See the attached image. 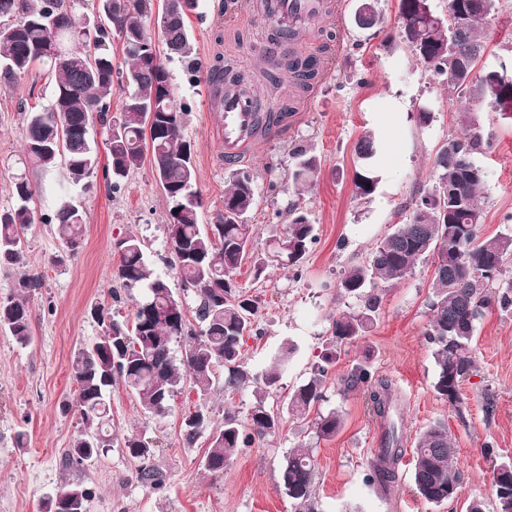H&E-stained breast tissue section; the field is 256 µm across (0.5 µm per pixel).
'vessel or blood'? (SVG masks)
<instances>
[{
	"mask_svg": "<svg viewBox=\"0 0 512 512\" xmlns=\"http://www.w3.org/2000/svg\"><path fill=\"white\" fill-rule=\"evenodd\" d=\"M333 0H277L272 18L275 26L293 32H307L316 21L327 14H339ZM207 95H219L221 110L222 153L225 161L237 162L244 158L263 134H277L282 127L271 124L268 131L258 129L255 103L248 92H218L216 85H208Z\"/></svg>",
	"mask_w": 512,
	"mask_h": 512,
	"instance_id": "b4317fda",
	"label": "vessel or blood"
}]
</instances>
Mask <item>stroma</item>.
I'll list each match as a JSON object with an SVG mask.
<instances>
[{"mask_svg": "<svg viewBox=\"0 0 512 512\" xmlns=\"http://www.w3.org/2000/svg\"><path fill=\"white\" fill-rule=\"evenodd\" d=\"M345 2L338 23L324 26L333 36L335 55L314 89L298 97L299 120L286 134L256 144L246 161L256 175L251 214L256 251H264L267 240L285 229L273 220L274 211H287L295 201L308 211L316 241L306 255L302 278L275 267L257 281L246 264L235 277L244 290L261 298L258 320L264 333L244 346L249 366L261 372L281 349L290 346L294 352L277 393L267 400L279 414V429L255 438L219 474L203 466L208 435L191 446L182 439V415L198 402L194 391L183 390L168 413L156 416L143 412L120 381L112 387L111 448L85 469L66 467L64 454L85 428L73 407L71 363L102 331L92 304L120 289L117 242L136 235L147 246L154 273L167 279L187 308H194L195 299L183 292L171 266L169 205L150 162L135 169L115 194L100 172L74 185L60 165L47 172L24 170L18 105L23 100L50 105L53 85L37 68L13 87H0V210L14 206V178L23 172L34 191L35 216L25 235L22 262H0V298L12 293L20 277L40 280L29 301L32 343L20 345L0 327V512H43L44 502L68 480L87 490L88 512H294L291 499L279 488V472L288 452L299 446L313 454L314 492L323 512H465L472 497L492 502L493 470L512 460V313H489L478 321L476 369L462 383L458 405L438 398L432 387L435 363L425 332L433 258L419 261L405 281L387 288L362 336L338 345L329 341L336 315L358 308L357 300L339 287L342 271L367 261L380 237L403 221L414 192L431 181L436 151L448 136L459 133L456 115L464 106L461 100H449L447 86L425 71L403 41L397 0H375L385 23L373 29L357 28L351 21L355 2ZM227 3L198 0L188 13L196 56L203 66L230 62L247 79L259 80L271 26L247 9L227 14ZM481 34L489 46L484 68L512 63V0H496ZM166 68L178 104L189 109L185 136L194 150L200 221L214 224L224 211L229 169L220 150V116L206 102L204 79L191 78L177 58L167 60ZM388 98L398 100L406 116L404 125L387 133L405 159L394 175L382 176L374 195L359 200L353 193L355 147L362 135L374 133L373 114ZM422 108L434 114L426 127L415 119ZM480 120L492 139L491 148L474 157L486 172L480 234L487 237L512 230V120L487 105ZM300 145L321 160L301 200L288 185L290 152ZM66 202L86 212L84 243L73 255L54 225L45 221ZM326 353L332 356L326 401L305 418L291 416L289 394ZM364 362L392 384L405 448H413L428 425L447 426L463 474L455 500L434 504L420 498L406 463L400 464L389 492L366 483L367 464L380 445L384 422L374 414L364 388L343 385ZM489 399L495 403L490 415L484 410ZM332 409L341 415L340 430L333 438H317L315 420ZM130 434L153 442V462L166 476L163 488L138 481L137 463L124 448Z\"/></svg>", "mask_w": 512, "mask_h": 512, "instance_id": "1", "label": "stroma"}]
</instances>
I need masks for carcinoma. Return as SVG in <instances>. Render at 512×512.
<instances>
[{
    "mask_svg": "<svg viewBox=\"0 0 512 512\" xmlns=\"http://www.w3.org/2000/svg\"><path fill=\"white\" fill-rule=\"evenodd\" d=\"M453 16L442 19L435 10L423 12L419 0H398L397 17L401 35L425 69L449 83L448 94L458 99L495 104L512 96V73L506 69L477 71L488 50L479 35V25L494 11L495 0H457ZM92 10L101 13L105 26L84 29L82 17L65 6L64 0H0V82L9 86L28 75L35 65L45 68L54 87L52 105L31 109L20 103L25 114L22 127L24 158L42 170L62 160L69 178L79 183L91 177L99 159L90 139L94 123L110 127L104 176L112 188L120 187L130 171L149 158L153 173L169 201L168 230L172 265L181 277L182 288L193 294L196 324H191L182 301L168 282L150 269L144 243L129 235L117 243V277L125 288L141 290L132 320L123 321L112 306L94 307L104 332L78 352L71 376L77 387L76 408L84 421L93 424L94 440L81 431L66 453V465L82 466L112 447L106 427L112 420L111 389L120 379L146 413L163 415L171 402L190 383L205 397L216 382L217 370L224 369V391L231 394L255 386V401L247 409L243 425L235 415L224 417L219 426L201 408L186 411L182 418L185 440L192 444L204 431L210 443L204 458L205 470L221 473L240 450L252 444L254 436L273 435L280 427L278 413L266 404L269 392L277 388L288 365L291 350L276 354L269 369L252 373L243 355L246 339L261 334L255 325L258 299L242 291L235 274L242 264H252L254 277L264 276L268 262L252 252L253 225L239 221L251 216L255 204V175L247 167L234 168L224 192V216L207 230L199 222L201 199L196 185L192 144L184 136L185 106L177 104L169 74L145 20L154 15L168 57L176 56L188 72L199 74L202 64L193 54L185 17L154 12L153 0H93ZM354 22L365 29L384 24L373 0H360ZM127 30L122 43L126 71L115 68L112 37ZM268 42L291 58L288 74L276 77L277 67L267 58L262 74L270 90L285 82L301 92L310 91L320 78L313 56L297 45L298 35L272 28ZM208 78L224 88H242L245 77L231 65L216 66ZM126 83L119 113L112 111L114 83ZM153 106L154 122L146 126L140 109ZM297 112L295 100L280 99L266 111L262 127L273 119ZM478 109L458 114L461 132L440 146L433 160V182L411 201L409 213L377 242L370 259L342 273L340 288L361 302L353 313L342 312L332 320V336L352 340L373 323L385 288L410 276L418 260L437 256L431 278L428 309L431 320L426 341L437 366L434 390L456 405L461 401L463 378L475 368L476 323L491 310L512 311V282L492 286L512 260V234L481 237L485 212L479 190L485 171L473 157L490 144ZM379 145L364 135L356 146L359 167L353 174L356 196L373 195L380 183L375 158ZM288 182L298 195L315 180L320 160L311 150L292 152ZM15 206L0 211V260L17 263L23 257L26 230L34 223L30 201L33 190L25 179L13 187ZM53 220L66 248L75 253L85 236V212L65 203ZM315 241L308 212L298 205L288 210L285 244L286 266L302 271L303 260ZM36 278L22 277L13 292L0 299V326L9 329L16 341L26 346L32 340L29 293L38 288ZM183 346L181 357L174 347ZM330 357L313 366L311 376L288 397V412L305 416L326 401L324 379ZM347 388L365 386L377 416L387 422L380 448L368 461L366 482L387 492L396 481L397 469L405 455L396 419L399 416L394 391L384 379L357 366L345 380ZM340 415L332 410L314 422L318 437L336 435ZM124 448L138 462L136 476L150 487L164 484L165 475L152 463L154 448L137 435L125 438ZM454 446L448 427L427 426L412 448L411 479L416 492L430 503L451 500L462 485L460 470L453 463ZM315 463L310 450L295 448L285 458L280 484L292 500L295 512H318L314 493ZM496 512H512V461L494 471ZM82 489L77 482L66 483L47 501L46 512H74L68 493Z\"/></svg>",
    "mask_w": 512,
    "mask_h": 512,
    "instance_id": "carcinoma-1",
    "label": "carcinoma"
}]
</instances>
